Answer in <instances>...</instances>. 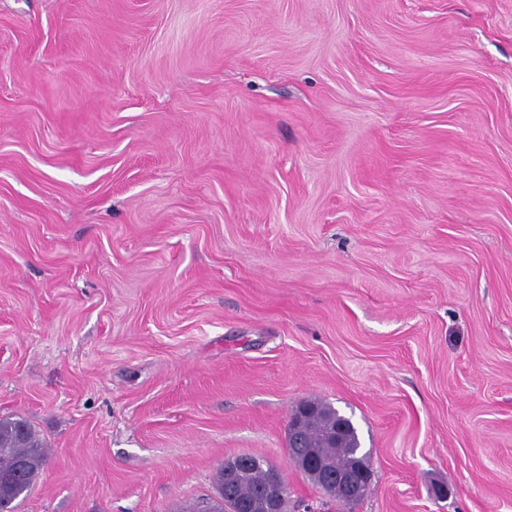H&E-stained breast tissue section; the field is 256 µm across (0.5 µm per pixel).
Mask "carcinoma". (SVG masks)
Masks as SVG:
<instances>
[{
	"label": "carcinoma",
	"mask_w": 512,
	"mask_h": 512,
	"mask_svg": "<svg viewBox=\"0 0 512 512\" xmlns=\"http://www.w3.org/2000/svg\"><path fill=\"white\" fill-rule=\"evenodd\" d=\"M308 403L317 408V415L305 422L300 435L315 448L323 469L309 482L317 487L330 472L349 470L360 463L370 464L368 456H359L360 442L350 419L339 414L331 404L320 399ZM336 420L345 427L341 447L333 445L329 437V424ZM48 449L33 427L23 418H0V498L9 504L8 512H16L18 503L33 491L47 462ZM243 461L232 478H227L220 467L214 476L216 507L213 512H224V499L243 505L240 512H251L250 506L263 495L269 472L273 466L262 459L244 454Z\"/></svg>",
	"instance_id": "cac0c4a2"
}]
</instances>
